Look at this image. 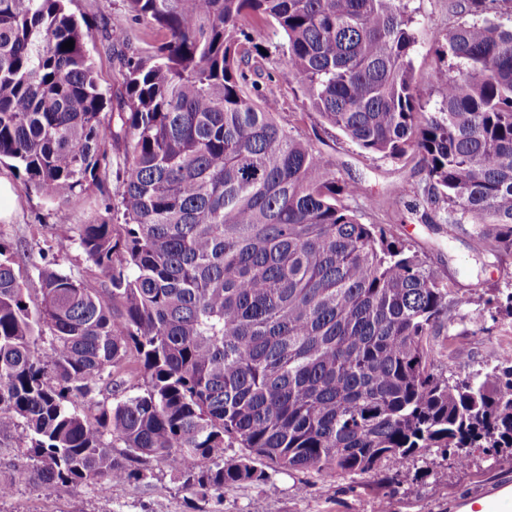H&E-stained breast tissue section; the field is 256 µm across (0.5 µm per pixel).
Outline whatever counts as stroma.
Listing matches in <instances>:
<instances>
[{
	"mask_svg": "<svg viewBox=\"0 0 512 512\" xmlns=\"http://www.w3.org/2000/svg\"><path fill=\"white\" fill-rule=\"evenodd\" d=\"M407 6L416 20L414 81L427 110L432 111L442 99L434 80L439 64L435 50L464 17L455 13L451 0H407ZM68 9L86 20L101 89L107 101H115L124 92V76L103 37L105 29L115 24L126 27L133 48L146 58L161 44V35L132 21L125 0H70ZM249 30L266 51L258 81L277 101L280 122L298 127L335 164L339 175L355 185L356 196L350 204L361 222L394 225L413 250L443 269L450 284L472 295L473 317L463 338L472 358L464 364L450 362L452 338L443 330L432 339L435 370L461 378L497 355L512 354V318L491 319L485 308L490 289L512 287V254H494L469 231L445 224L444 209H437L433 223L425 224L406 208H388L397 187L416 191L424 186L426 174L417 159L392 161L366 153L340 131L324 125L304 104L297 85L283 75L282 38L263 21L251 22ZM0 179L8 181L15 193L11 218L0 220V242L16 254V271L30 307L41 303L37 267L45 256L56 259L64 271L80 275L88 287H106V279L81 249L76 227L111 220L102 196L118 197L119 182L109 181L105 192L75 198L69 206L70 221L62 224L55 204L30 190L10 162L0 163ZM19 446V441L0 439V481L13 486L12 495L0 500V512H377L383 499L389 501L391 512H470L468 501L476 494L503 487L512 491V460L479 454L466 469L433 455L417 458L403 471L406 486L395 492L368 475L352 480L313 471L274 472L267 482L231 486L222 497L204 499L164 463L154 460L140 481L116 484L105 492L93 486L64 487L47 498L31 478L32 459Z\"/></svg>",
	"mask_w": 512,
	"mask_h": 512,
	"instance_id": "35a3bbf8",
	"label": "stroma"
}]
</instances>
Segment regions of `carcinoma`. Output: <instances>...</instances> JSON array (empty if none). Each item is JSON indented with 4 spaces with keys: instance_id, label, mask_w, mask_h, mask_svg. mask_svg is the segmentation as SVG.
Masks as SVG:
<instances>
[{
    "instance_id": "cac0c4a2",
    "label": "carcinoma",
    "mask_w": 512,
    "mask_h": 512,
    "mask_svg": "<svg viewBox=\"0 0 512 512\" xmlns=\"http://www.w3.org/2000/svg\"><path fill=\"white\" fill-rule=\"evenodd\" d=\"M500 2L452 0L477 20L438 49L443 102L428 112L405 0H127L165 42L148 59L121 55L126 98L106 112L91 34L64 0H0V161L59 213L112 175L122 183L123 223L77 225L110 287L44 256L32 309L0 246V436L25 443L45 497L138 481L150 458L205 498L267 481L258 460L387 481L384 459L404 467L436 450L466 468L477 449L512 455V358L463 378L433 372L431 337L465 324L471 298L392 225L345 204L355 186L252 79L246 27L262 18L281 34L284 76L326 124L369 154L420 157L423 192L404 188L396 204L412 197L427 220L445 202L446 223L511 255L512 24ZM486 304L512 317V291Z\"/></svg>"
}]
</instances>
